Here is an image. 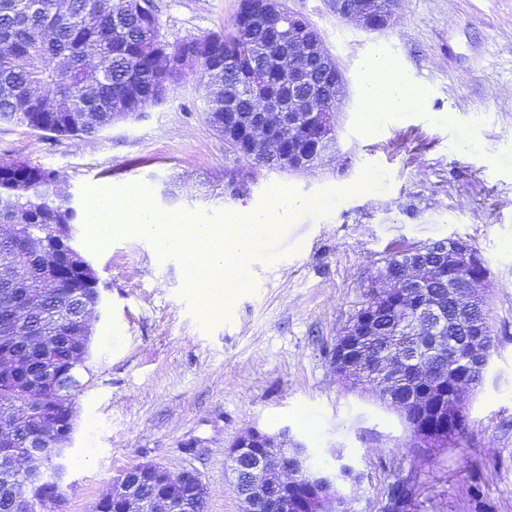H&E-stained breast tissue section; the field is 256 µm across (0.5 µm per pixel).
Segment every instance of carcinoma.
<instances>
[{
    "instance_id": "1",
    "label": "carcinoma",
    "mask_w": 512,
    "mask_h": 512,
    "mask_svg": "<svg viewBox=\"0 0 512 512\" xmlns=\"http://www.w3.org/2000/svg\"><path fill=\"white\" fill-rule=\"evenodd\" d=\"M105 0H0V118L31 131L55 136L82 137L112 126L117 112H138L161 104L150 94V83L164 77L175 85L181 76L166 73L162 66V41L158 27L148 18L157 17L153 0L149 9L133 11L129 0H112V9L101 10ZM278 23L242 30L232 25L227 32L196 39L203 58V73L218 107L208 111V121L225 126L233 117L224 114V86H235L239 71L250 62L267 69L273 93L288 97L277 60L284 55ZM231 57L236 66L213 63V56ZM262 102L239 98L238 118L251 121L263 114ZM63 183L57 173L26 161H0V194L13 198L14 210L0 209V224L9 228L0 237V321H10V330L0 336H27L42 330L66 337L87 322L91 289L73 271L65 278L53 274L55 257L40 238L49 236L55 224L73 225L77 210L66 203ZM43 199L37 211L27 208L28 198ZM27 226L34 236L24 255L15 245L16 225ZM433 285L429 300L449 311V328L470 319L458 306L448 307V287L438 276L440 257H432ZM405 305L390 304L383 324L401 321ZM39 459L10 466L0 463V512H14V496L24 485L30 468Z\"/></svg>"
}]
</instances>
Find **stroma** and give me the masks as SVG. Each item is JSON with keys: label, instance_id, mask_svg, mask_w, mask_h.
Segmentation results:
<instances>
[{"label": "stroma", "instance_id": "35a3bbf8", "mask_svg": "<svg viewBox=\"0 0 512 512\" xmlns=\"http://www.w3.org/2000/svg\"><path fill=\"white\" fill-rule=\"evenodd\" d=\"M155 2L160 38L174 43L229 29L239 0ZM287 5L345 77L327 168L258 167L247 195L225 194L244 162L206 119L197 65L165 104L94 136L0 124V160L57 172L83 216L91 197L134 186L196 224L262 211L275 191L340 194L257 243L210 314L182 261L153 240L121 234L96 246L86 224L73 226L102 300L89 318L65 496L52 512H96L113 479L140 463L196 470L206 512H241L227 452L255 427L288 428L323 469L349 465L339 484L347 512H384L406 479L400 512H512V0H401L391 26L373 34L329 0ZM377 55L416 91L400 111L363 109V65ZM448 237L487 266L481 293L495 343L461 445L422 455L394 407L338 381L331 352L391 254Z\"/></svg>", "mask_w": 512, "mask_h": 512}]
</instances>
